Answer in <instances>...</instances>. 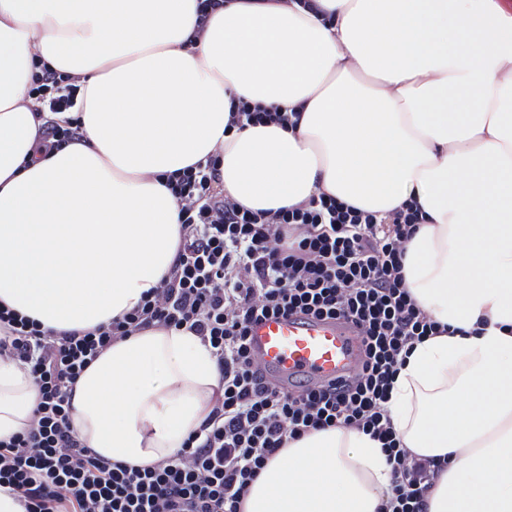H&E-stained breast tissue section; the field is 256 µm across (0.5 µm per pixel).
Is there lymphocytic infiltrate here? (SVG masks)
<instances>
[{
	"mask_svg": "<svg viewBox=\"0 0 512 512\" xmlns=\"http://www.w3.org/2000/svg\"><path fill=\"white\" fill-rule=\"evenodd\" d=\"M75 92L67 77L35 61L31 93L41 108L67 111ZM220 181L214 158L167 176L180 205V240L170 271L131 311L57 335L0 307V359L20 362L38 393L27 429L0 441V487L24 512H242L253 482L288 441L345 425L382 445L392 472L382 512H427L438 471L410 458L388 412L409 350L445 332L404 282L419 209L381 220L321 194L298 207L253 211L226 200ZM294 311L351 320L364 346L357 371L295 393L271 383L250 357V327ZM153 327L200 337L216 359L221 392L172 457L135 468L85 447L71 398L112 342Z\"/></svg>",
	"mask_w": 512,
	"mask_h": 512,
	"instance_id": "f902f5d3",
	"label": "lymphocytic infiltrate"
}]
</instances>
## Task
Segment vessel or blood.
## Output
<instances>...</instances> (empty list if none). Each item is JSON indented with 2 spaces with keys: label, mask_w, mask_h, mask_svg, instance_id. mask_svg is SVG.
<instances>
[{
  "label": "vessel or blood",
  "mask_w": 512,
  "mask_h": 512,
  "mask_svg": "<svg viewBox=\"0 0 512 512\" xmlns=\"http://www.w3.org/2000/svg\"><path fill=\"white\" fill-rule=\"evenodd\" d=\"M249 348L266 374L290 391L336 382L356 369L361 356L351 323L301 314L255 323Z\"/></svg>",
  "instance_id": "vessel-or-blood-1"
}]
</instances>
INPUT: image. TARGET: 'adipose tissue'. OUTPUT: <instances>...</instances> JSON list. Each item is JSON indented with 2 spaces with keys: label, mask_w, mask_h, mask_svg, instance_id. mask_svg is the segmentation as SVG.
<instances>
[{
  "label": "adipose tissue",
  "mask_w": 512,
  "mask_h": 512,
  "mask_svg": "<svg viewBox=\"0 0 512 512\" xmlns=\"http://www.w3.org/2000/svg\"><path fill=\"white\" fill-rule=\"evenodd\" d=\"M0 0V305L85 330L136 306L180 240L169 173L221 160L225 197L254 210L317 194L423 216L405 284L449 333L411 349L388 404L420 459L442 463L428 512H512V0ZM72 76L86 141L38 152L49 113L35 59ZM244 100L288 124L238 127ZM215 358L185 330L113 343L80 376L86 447L144 467L200 430ZM37 390L0 360V440ZM378 441L333 427L289 442L244 512H377Z\"/></svg>",
  "instance_id": "ef3b65f1"
}]
</instances>
